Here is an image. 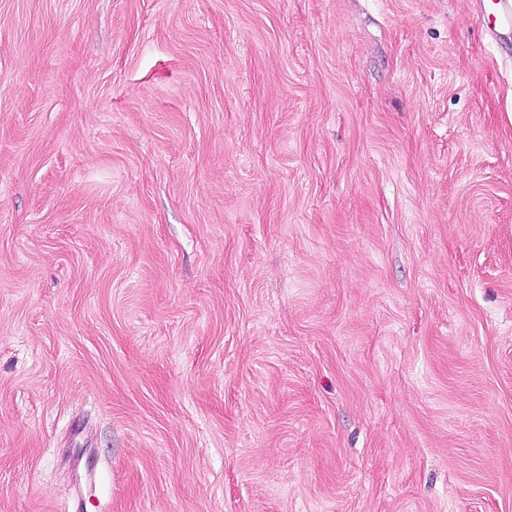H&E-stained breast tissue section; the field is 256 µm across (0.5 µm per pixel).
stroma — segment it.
I'll return each mask as SVG.
<instances>
[{
	"label": "stroma",
	"instance_id": "stroma-1",
	"mask_svg": "<svg viewBox=\"0 0 512 512\" xmlns=\"http://www.w3.org/2000/svg\"><path fill=\"white\" fill-rule=\"evenodd\" d=\"M479 8L0 0V512H512Z\"/></svg>",
	"mask_w": 512,
	"mask_h": 512
}]
</instances>
